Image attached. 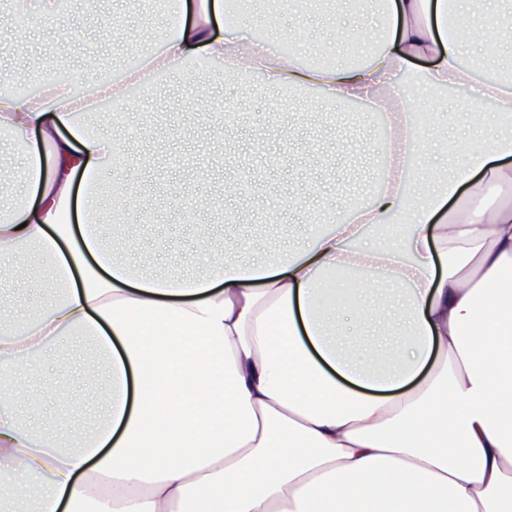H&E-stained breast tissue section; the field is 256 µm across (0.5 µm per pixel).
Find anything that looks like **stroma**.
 Masks as SVG:
<instances>
[{
	"mask_svg": "<svg viewBox=\"0 0 512 512\" xmlns=\"http://www.w3.org/2000/svg\"><path fill=\"white\" fill-rule=\"evenodd\" d=\"M143 11L144 0H75L63 35L48 17L19 21L0 31V65L11 68L16 57H24L28 66L19 76L24 83L48 70L67 81L94 83L121 70L126 55L127 43L103 40V22L119 17L127 42L147 43L167 18L159 14L146 25ZM374 12V6L360 9L351 0H257L223 29L230 38L269 25L285 41L297 28L299 46L324 50L341 63L349 55L342 32ZM222 99L236 101L241 113L229 127L213 109ZM457 101V95L441 93L431 116L423 118L429 150L446 149L454 135L474 144L484 141V132L469 126ZM118 124L132 127L135 136L123 145L120 169L95 177L101 192L87 203L102 235L118 246L119 260L151 276L199 274L194 259L203 252L219 256L234 250L243 261L284 257L289 244L305 242L311 234L312 211L265 210L243 194V186L255 182L270 200L307 197L313 210L336 212L350 197L370 192L385 151L383 133L368 110L324 105L312 92L275 110L266 94L213 64L200 69L193 83L168 77L152 99L132 95L121 113L92 119L93 127L107 134ZM116 181L135 197L118 213L109 191ZM49 292L47 272L38 266L0 283V301L11 304L19 318ZM92 349L87 337L71 336L17 372L20 385L35 390L52 374L59 354L70 359L73 374L66 377L61 398L48 401L30 419L35 430L49 433L67 424L69 401L81 404L80 424L89 427L100 419L106 375L92 383L77 375L91 365Z\"/></svg>",
	"mask_w": 512,
	"mask_h": 512,
	"instance_id": "stroma-1",
	"label": "stroma"
}]
</instances>
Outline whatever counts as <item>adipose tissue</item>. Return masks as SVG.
<instances>
[{
  "label": "adipose tissue",
  "mask_w": 512,
  "mask_h": 512,
  "mask_svg": "<svg viewBox=\"0 0 512 512\" xmlns=\"http://www.w3.org/2000/svg\"><path fill=\"white\" fill-rule=\"evenodd\" d=\"M467 0H382L387 22L368 62L309 66L213 21L143 50L141 78L191 75L201 62L264 75L267 86L321 91L390 113L387 169L366 200L333 217L279 263L146 276L117 263L97 224L73 226L75 183L115 166L118 147L87 123L125 81L34 97L0 94V127L22 135L24 201L0 220V256L47 267L61 297L11 325L0 308V512H512V129L479 155L459 150L438 188L415 172V100L396 78L429 63L423 92L464 85L483 128L512 117V76L463 67ZM459 207H449L454 197ZM399 218L386 244L371 227ZM92 337L107 368L104 415L87 434L20 426L59 387L20 392L14 373L64 336Z\"/></svg>",
  "instance_id": "1"
}]
</instances>
